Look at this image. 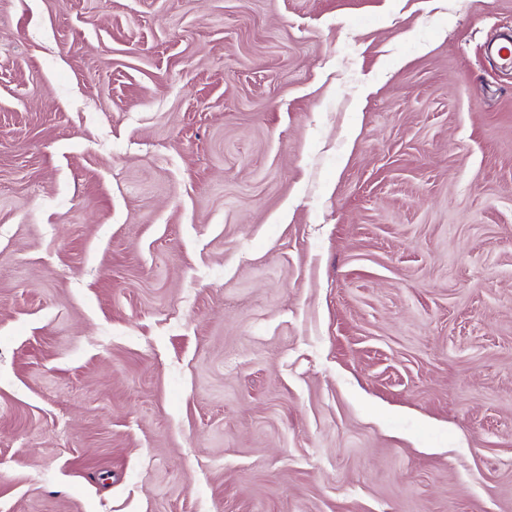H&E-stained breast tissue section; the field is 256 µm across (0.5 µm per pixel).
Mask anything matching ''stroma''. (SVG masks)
I'll list each match as a JSON object with an SVG mask.
<instances>
[{
    "label": "stroma",
    "instance_id": "35a3bbf8",
    "mask_svg": "<svg viewBox=\"0 0 512 512\" xmlns=\"http://www.w3.org/2000/svg\"><path fill=\"white\" fill-rule=\"evenodd\" d=\"M512 0H0V512H512Z\"/></svg>",
    "mask_w": 512,
    "mask_h": 512
}]
</instances>
